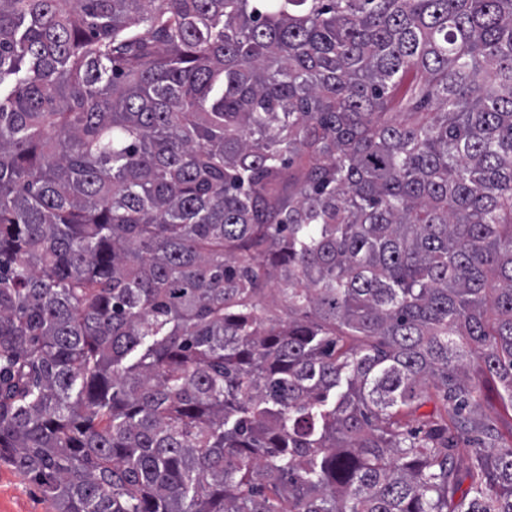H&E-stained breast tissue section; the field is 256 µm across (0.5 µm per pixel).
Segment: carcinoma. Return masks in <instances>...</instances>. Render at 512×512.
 Instances as JSON below:
<instances>
[{"mask_svg": "<svg viewBox=\"0 0 512 512\" xmlns=\"http://www.w3.org/2000/svg\"><path fill=\"white\" fill-rule=\"evenodd\" d=\"M482 374L512 0H0V460L55 512H512Z\"/></svg>", "mask_w": 512, "mask_h": 512, "instance_id": "carcinoma-1", "label": "carcinoma"}]
</instances>
